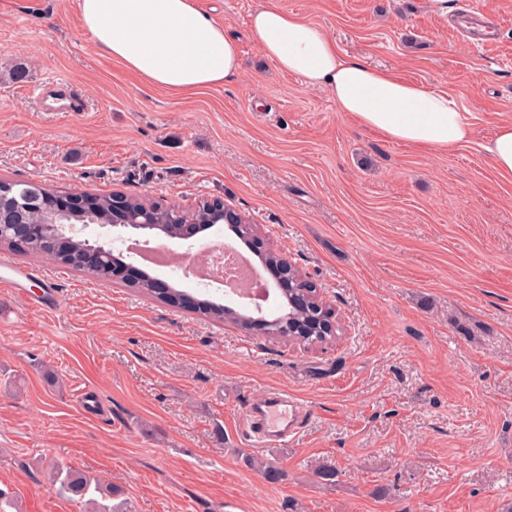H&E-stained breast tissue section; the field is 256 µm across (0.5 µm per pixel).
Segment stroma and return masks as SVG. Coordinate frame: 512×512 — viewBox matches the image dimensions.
Segmentation results:
<instances>
[{"label": "stroma", "instance_id": "1", "mask_svg": "<svg viewBox=\"0 0 512 512\" xmlns=\"http://www.w3.org/2000/svg\"><path fill=\"white\" fill-rule=\"evenodd\" d=\"M477 48L464 0H196L238 45L239 77L191 94L99 51L77 0H0V178L191 202L256 224L334 310L335 341L241 331L63 266L0 290V488L7 512H85L55 464L111 484L122 512H499L512 502V184L480 145L512 120V0ZM321 26L341 51L432 90L471 143L393 142L267 58L259 6ZM22 80H14L15 70ZM70 81L61 113L32 87ZM49 301L54 311L33 308ZM107 402L80 411L79 389ZM285 389L305 419L249 438L247 404ZM278 463L267 482L246 462ZM334 468L333 481L315 476Z\"/></svg>", "mask_w": 512, "mask_h": 512}]
</instances>
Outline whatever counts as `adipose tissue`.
Masks as SVG:
<instances>
[{
	"instance_id": "adipose-tissue-1",
	"label": "adipose tissue",
	"mask_w": 512,
	"mask_h": 512,
	"mask_svg": "<svg viewBox=\"0 0 512 512\" xmlns=\"http://www.w3.org/2000/svg\"><path fill=\"white\" fill-rule=\"evenodd\" d=\"M95 46L150 85L189 93L240 73L235 41L194 0H78ZM265 55L306 86L328 90L341 112L385 138L445 151L472 142L455 101L386 68L343 54L317 24L267 4L251 15Z\"/></svg>"
}]
</instances>
